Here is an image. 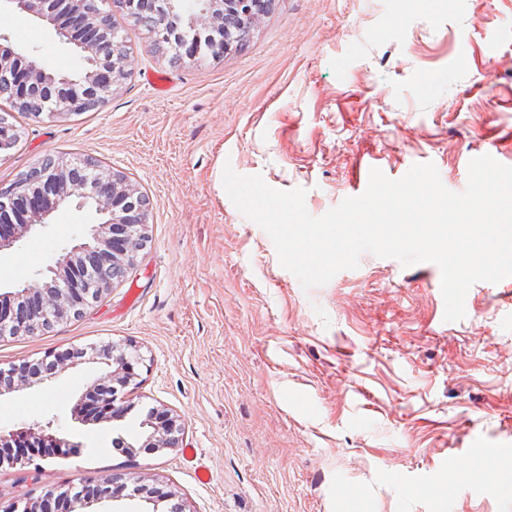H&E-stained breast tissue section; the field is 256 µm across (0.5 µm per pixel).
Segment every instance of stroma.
<instances>
[{"mask_svg": "<svg viewBox=\"0 0 512 512\" xmlns=\"http://www.w3.org/2000/svg\"><path fill=\"white\" fill-rule=\"evenodd\" d=\"M134 51L105 105L17 118L0 185L38 160L97 158L147 192L148 242L83 317L0 338V368L108 343L143 358L135 409L83 424L70 407L108 370L88 360L0 396V428L54 421L69 456L0 468V502L136 473L186 512H512V279L475 283L444 319L441 274L371 253L303 289L270 236L219 183L225 167L303 188L310 215L362 194L368 167L392 179L434 163L464 191L468 163L496 147L512 165V0H275L246 44L179 65L111 0ZM0 42L54 72L81 62L11 0ZM165 76L155 91L147 73ZM102 218L74 205L0 259V294L35 280ZM178 415L181 448L130 457L150 408ZM197 451L187 461L183 451ZM503 474L445 488L486 449ZM209 483H200L197 468Z\"/></svg>", "mask_w": 512, "mask_h": 512, "instance_id": "obj_1", "label": "stroma"}]
</instances>
